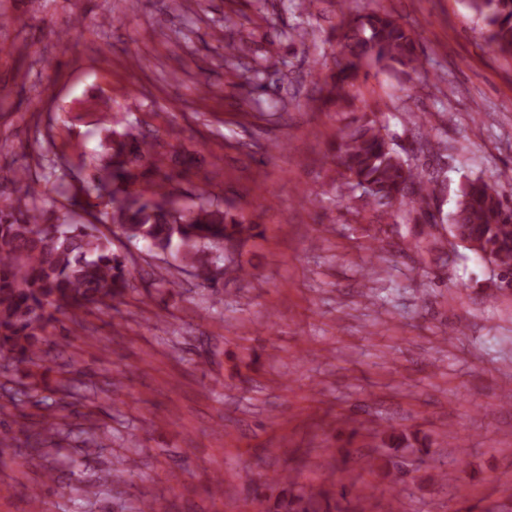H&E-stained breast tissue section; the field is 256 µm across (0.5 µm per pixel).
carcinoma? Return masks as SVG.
Wrapping results in <instances>:
<instances>
[{
    "label": "carcinoma",
    "instance_id": "cac0c4a2",
    "mask_svg": "<svg viewBox=\"0 0 512 512\" xmlns=\"http://www.w3.org/2000/svg\"><path fill=\"white\" fill-rule=\"evenodd\" d=\"M467 6L484 23L489 42L512 56V0H467ZM336 46L332 83L320 98L323 105L345 103L346 88L355 85L369 64L396 75L415 73L420 64L412 31L387 11L342 18ZM249 54L245 44L224 45L227 62L240 64ZM100 110L112 124L107 159L91 167L81 194L63 190L70 205L84 211L92 206L91 197L106 201L94 220L73 223L49 216L48 209L36 205L37 193L29 186L14 198L0 200L3 373L12 366L42 369L50 362L44 328L56 314L110 308L122 295L125 263L112 248L114 231L170 252L204 287L213 284L217 261L201 254L229 253L252 237L253 226L210 192L200 193L191 203L180 202L161 140L124 116H112L107 99ZM333 161L377 215L392 220L402 214L431 216L433 181L399 154L376 113L353 117L349 130L336 141ZM450 223L458 225L465 238L480 242L501 269L512 271V198L480 177L469 179L459 186ZM55 434V421L42 418L33 431L36 448L49 447L47 437ZM273 512H340V506L330 492L310 488L282 495Z\"/></svg>",
    "mask_w": 512,
    "mask_h": 512
}]
</instances>
